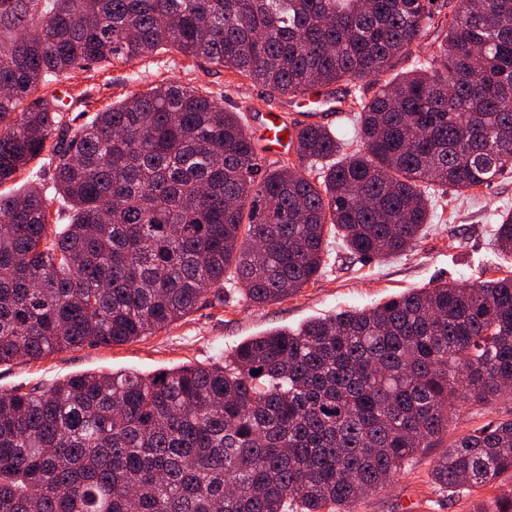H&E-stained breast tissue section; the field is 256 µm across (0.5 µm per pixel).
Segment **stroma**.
I'll return each instance as SVG.
<instances>
[{"label":"stroma","instance_id":"stroma-1","mask_svg":"<svg viewBox=\"0 0 512 512\" xmlns=\"http://www.w3.org/2000/svg\"><path fill=\"white\" fill-rule=\"evenodd\" d=\"M176 81L222 100L226 109L242 113L251 135H258L261 112L278 108L281 96L235 71L176 50H162L131 61L90 65L38 88L41 96L62 95L63 116L71 126L90 121L121 99ZM512 211V167L489 187L467 196L436 195L430 221L408 252L380 260H359L344 250L340 238L330 240L320 276L300 292L278 303L249 305L239 290L228 289L224 304L200 306L168 328L116 346H84L37 361L0 364V391L49 386L76 374L135 371L144 375L184 365L209 364L251 336L350 308H372L414 288L440 283L472 284L512 272V260L496 246L497 216ZM512 414L503 398L479 408L459 406L448 423V439ZM441 451L423 448L413 455L387 486L368 494L355 512H473L491 505L501 489L438 488L430 473Z\"/></svg>","mask_w":512,"mask_h":512}]
</instances>
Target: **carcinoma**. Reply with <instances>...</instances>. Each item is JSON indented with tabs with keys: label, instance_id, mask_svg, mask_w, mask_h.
I'll return each instance as SVG.
<instances>
[{
	"label": "carcinoma",
	"instance_id": "cac0c4a2",
	"mask_svg": "<svg viewBox=\"0 0 512 512\" xmlns=\"http://www.w3.org/2000/svg\"><path fill=\"white\" fill-rule=\"evenodd\" d=\"M167 47L282 96L376 90L349 103L354 143L295 126L293 171L263 164L241 113L177 82L77 128L35 96ZM42 155L53 197L0 194V364L134 341L224 303L228 281L253 306L280 301L319 275L330 235L361 259L404 253L433 193L512 165V0H0V185ZM51 201L68 224H48ZM497 222L512 255V213ZM509 395L512 274L413 289L212 365L1 392L0 512H353L441 442L456 404ZM504 477L512 418L431 472L451 490Z\"/></svg>",
	"mask_w": 512,
	"mask_h": 512
}]
</instances>
